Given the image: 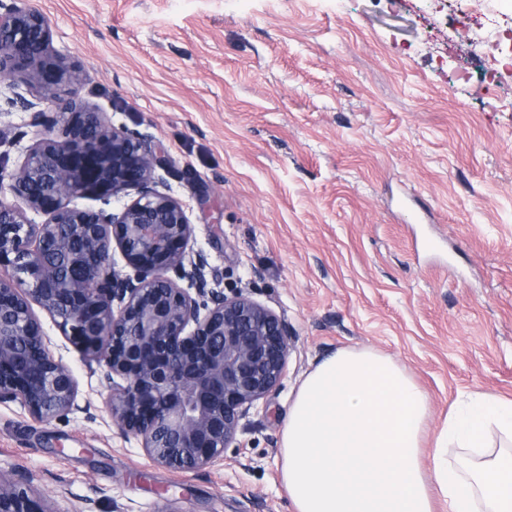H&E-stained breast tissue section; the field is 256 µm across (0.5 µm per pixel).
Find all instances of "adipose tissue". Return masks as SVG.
<instances>
[{
  "instance_id": "1",
  "label": "adipose tissue",
  "mask_w": 512,
  "mask_h": 512,
  "mask_svg": "<svg viewBox=\"0 0 512 512\" xmlns=\"http://www.w3.org/2000/svg\"><path fill=\"white\" fill-rule=\"evenodd\" d=\"M430 401L407 369L369 348H337L302 379L281 437L282 481L293 512H512V451L470 475L444 446L487 445L489 427L512 438V401L469 394L453 407L423 462Z\"/></svg>"
}]
</instances>
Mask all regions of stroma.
<instances>
[{
	"instance_id": "obj_1",
	"label": "stroma",
	"mask_w": 512,
	"mask_h": 512,
	"mask_svg": "<svg viewBox=\"0 0 512 512\" xmlns=\"http://www.w3.org/2000/svg\"><path fill=\"white\" fill-rule=\"evenodd\" d=\"M27 4L79 71L76 96L164 150L209 287L275 311L293 348L245 453L176 475L119 433L101 374L41 315L91 412L38 423L1 404L0 474L28 476L54 512H160L161 488L175 512H291L282 428L336 348L407 368L430 398L429 456L456 401L512 400V80L484 84L479 66L512 50V0L477 36L451 9L428 21V0Z\"/></svg>"
}]
</instances>
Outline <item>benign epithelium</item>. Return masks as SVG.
I'll return each instance as SVG.
<instances>
[{
    "label": "benign epithelium",
    "instance_id": "7a95c632",
    "mask_svg": "<svg viewBox=\"0 0 512 512\" xmlns=\"http://www.w3.org/2000/svg\"><path fill=\"white\" fill-rule=\"evenodd\" d=\"M50 43L43 14L0 0V83L21 74L41 93L5 97L6 113L27 119L0 128V146L38 136L16 169L0 168V192L21 201H0V404L17 402L39 423L88 411L73 371L48 349L37 305L85 366L103 371L114 424L151 463L176 474L214 468L227 449L244 453L251 411L281 385L288 323L240 291L206 287L205 257L185 251L186 212L158 190L169 168L152 135L115 128L74 97L60 112L41 107L79 81ZM132 187L138 196L121 212L106 209ZM89 193L103 207L71 205ZM115 246L131 272L108 263ZM0 512L55 510L15 474L0 476Z\"/></svg>",
    "mask_w": 512,
    "mask_h": 512
}]
</instances>
